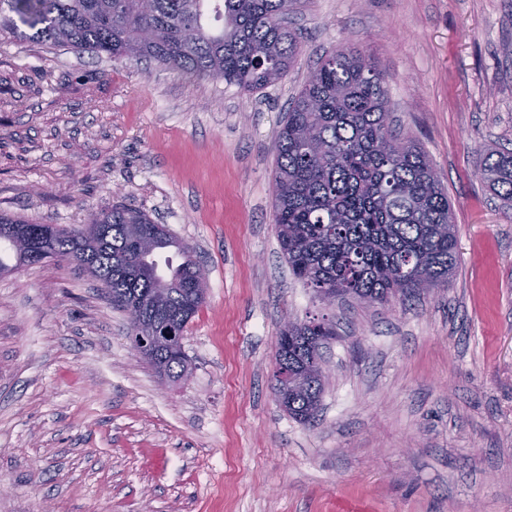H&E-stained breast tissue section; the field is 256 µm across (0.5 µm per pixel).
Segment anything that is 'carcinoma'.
Instances as JSON below:
<instances>
[{
  "instance_id": "obj_1",
  "label": "carcinoma",
  "mask_w": 512,
  "mask_h": 512,
  "mask_svg": "<svg viewBox=\"0 0 512 512\" xmlns=\"http://www.w3.org/2000/svg\"><path fill=\"white\" fill-rule=\"evenodd\" d=\"M299 0H0V35L105 54L113 60L154 61L204 80L222 78L253 93L279 81L300 48L285 18ZM153 37L144 39L143 30ZM385 74L364 54L338 48L320 58L292 98L277 138L273 224L293 276L322 296L349 294L384 302L448 282L456 233L448 191L415 139L385 123ZM477 175L512 210V150L478 148ZM107 233L95 246L97 280L112 307L138 302L145 318L179 329L204 300L196 298L199 264L143 212L115 205L96 213ZM141 234L182 258L145 264ZM83 241L62 231L49 259L66 261ZM280 335L288 369L317 361L314 336L331 324L285 322ZM166 378L188 374L189 359L174 345L154 351ZM322 379L288 385L284 410L306 424L317 413Z\"/></svg>"
}]
</instances>
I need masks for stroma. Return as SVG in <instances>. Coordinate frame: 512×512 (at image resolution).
Here are the masks:
<instances>
[{"label": "stroma", "instance_id": "1", "mask_svg": "<svg viewBox=\"0 0 512 512\" xmlns=\"http://www.w3.org/2000/svg\"><path fill=\"white\" fill-rule=\"evenodd\" d=\"M301 48L254 93L0 35V213L74 229L141 210L207 297L161 383L84 270L0 276V512H512V210L476 149H512V0H301ZM387 76L453 206L457 266L411 300L329 303L272 221L277 132L321 56ZM334 336L313 425L277 402L284 317ZM153 360L164 369L167 380H179L188 374L189 359L185 352L175 345L157 348Z\"/></svg>", "mask_w": 512, "mask_h": 512}]
</instances>
